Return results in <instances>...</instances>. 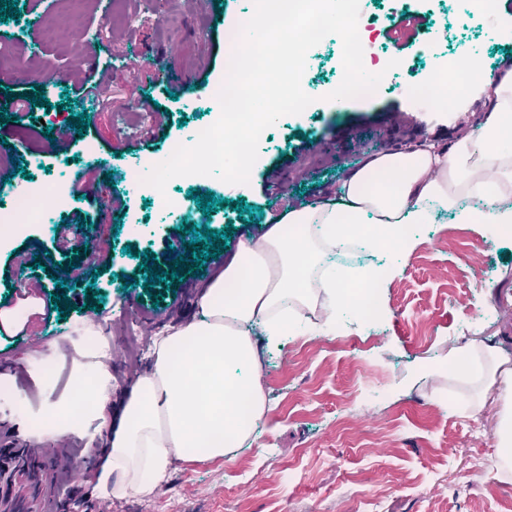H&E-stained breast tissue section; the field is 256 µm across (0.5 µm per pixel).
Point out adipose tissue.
I'll use <instances>...</instances> for the list:
<instances>
[{"instance_id":"1","label":"adipose tissue","mask_w":512,"mask_h":512,"mask_svg":"<svg viewBox=\"0 0 512 512\" xmlns=\"http://www.w3.org/2000/svg\"><path fill=\"white\" fill-rule=\"evenodd\" d=\"M471 71L487 112L477 132L439 151L422 146L370 156L331 198L289 209L259 236L239 241L199 298L200 320L155 342L154 368L137 379L121 431L104 413L107 372L92 368L88 394L98 427L113 433L97 476L104 494L146 496L163 485L173 460L214 459L255 444L269 408L248 328L263 323L274 340L304 331L306 312L319 301L328 323L348 313L338 271H323L313 286L303 282L324 253L353 243L372 253L411 252L416 240L406 226L430 223L437 211L460 224H512V70L498 73L475 59ZM464 195L478 207H461ZM441 366L501 402L498 467L511 471L512 357L471 342L450 349Z\"/></svg>"}]
</instances>
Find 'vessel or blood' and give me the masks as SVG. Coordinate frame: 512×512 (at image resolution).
<instances>
[{
    "label": "vessel or blood",
    "mask_w": 512,
    "mask_h": 512,
    "mask_svg": "<svg viewBox=\"0 0 512 512\" xmlns=\"http://www.w3.org/2000/svg\"><path fill=\"white\" fill-rule=\"evenodd\" d=\"M61 476H82L69 450L18 436L0 423V512H67L58 492Z\"/></svg>",
    "instance_id": "obj_1"
}]
</instances>
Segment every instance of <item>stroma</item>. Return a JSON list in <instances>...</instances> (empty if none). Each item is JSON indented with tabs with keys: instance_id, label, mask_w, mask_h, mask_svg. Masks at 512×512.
Segmentation results:
<instances>
[{
	"instance_id": "35a3bbf8",
	"label": "stroma",
	"mask_w": 512,
	"mask_h": 512,
	"mask_svg": "<svg viewBox=\"0 0 512 512\" xmlns=\"http://www.w3.org/2000/svg\"><path fill=\"white\" fill-rule=\"evenodd\" d=\"M250 6L251 0H220L212 12L191 16L181 0H26L22 16L33 19V26L20 37L0 39V53L18 65L0 73V100L6 92L29 94L39 85L50 102L46 109L15 104V121L0 122V137L14 147L0 153V170L21 186L11 162L20 155L27 173L43 164L59 170L65 183L79 174L98 186L91 197H68L58 226L26 224L0 248V300L25 315L21 328L0 334V366L6 368L0 373V418L21 435L68 443L87 462L78 487L59 486L69 512L103 506L109 512H512V476L499 477L494 464L500 403L490 399L470 411L468 386L424 370L450 348L473 341L504 345L512 355V230L459 224L444 214L415 225L413 252L381 253L386 318L367 324L348 314L335 330L288 335L275 344L254 329L271 407L256 447L205 461L173 460L168 482L153 495L117 500L94 489L108 433L90 419L63 436L45 423L68 393L59 380L43 377V367L66 371L87 358L83 347L59 346V336L75 340L87 322L97 325L95 350L111 387L105 411L117 427L134 382L152 367L154 339L199 317L196 301L208 277L187 274L157 303L144 295L140 253L152 251L156 265L169 267L165 251L181 239V220L149 205V192L126 183L124 170L136 158L162 153L201 121L209 91L226 72L224 31ZM74 10L81 22L76 32L89 45L86 56L72 47L76 32L66 18ZM48 29L55 32L49 41L43 37ZM358 33L364 65L387 71L371 97L331 100L343 67L338 40L327 36L302 79L311 104L268 128L248 192L214 177L178 184V192L197 188L233 203L241 199L263 210V222L273 223L285 209L330 197L365 154L426 141L444 146L475 132L485 117L484 98L475 88L454 95L443 110L403 93L404 85L422 83L435 63L451 65L468 51L494 70L512 68V0H499L485 16L461 15L456 0H366ZM433 35L435 59L421 50ZM168 46L176 47L175 57L164 56ZM137 50L149 52L148 62L136 72L124 69L125 58ZM60 71L70 74L68 83L55 82ZM179 75L188 87L175 101L166 89ZM87 82L99 84L98 97L81 93ZM65 96L73 99L72 109H60ZM134 99L144 123L125 117ZM82 112L91 121L79 135L66 120ZM162 123L167 130L160 138ZM49 128L62 140L55 156L42 150ZM270 172L279 187L267 195L262 183ZM188 207L196 225L219 232L233 226L230 252L258 230L235 210L207 218L196 202ZM75 213L92 222L79 237L67 226ZM135 215L144 225L131 224ZM127 244L137 256L124 252ZM83 248L96 253L103 271L97 275L81 264L65 275L76 309L62 321L52 304L53 278L69 253ZM44 249L52 264L30 275L34 256ZM129 276L136 281L131 289L124 286ZM91 287L104 300L89 318L79 307ZM118 316L145 327L136 360L128 359L112 329ZM24 387L40 398L38 408L28 406L20 393Z\"/></svg>"
}]
</instances>
